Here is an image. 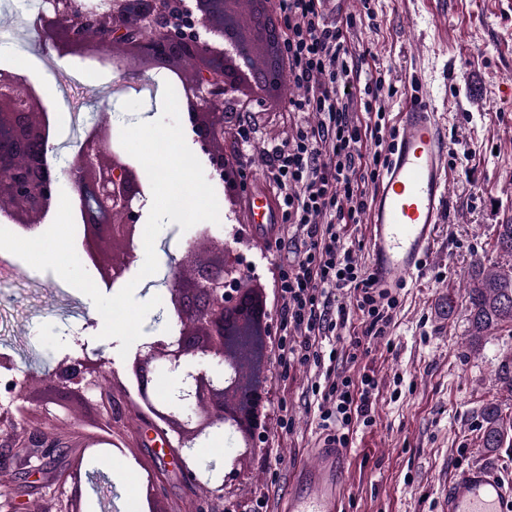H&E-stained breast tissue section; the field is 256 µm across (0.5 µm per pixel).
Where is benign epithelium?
<instances>
[{
  "mask_svg": "<svg viewBox=\"0 0 512 512\" xmlns=\"http://www.w3.org/2000/svg\"><path fill=\"white\" fill-rule=\"evenodd\" d=\"M230 0H106L84 9L77 0H44L33 29L39 45L61 57H78L108 65L135 79L149 71L177 76L184 91V120L206 157L209 175L224 181V125L231 122L230 100L239 92L248 67L249 50L240 36V22ZM75 193V209L85 227L83 252L106 286L118 283L137 260V224L147 187L136 165L112 141L108 109L99 110L75 155L63 160L50 139V116L41 94L29 79L0 69V212L19 229L34 233L56 201L61 181ZM238 259L224 241L204 229L187 244L185 256L171 267L166 280L168 309L176 337L162 336L138 347L128 364L140 399L161 421L152 428L177 436L175 462L200 499L219 506L230 494L228 482L239 477L240 459L254 448L245 426L267 401L265 388L243 377L257 364L249 324L260 313L247 289ZM181 380L165 402L151 393L157 362ZM99 351L61 360L48 382H41L44 412L62 405L80 421L88 406L104 427L122 421L112 397V373ZM5 391L31 400V379L7 381ZM232 431L238 454L225 460L218 474L189 468L192 450L218 427ZM92 439L70 454L71 446L54 432L32 426L28 407L0 405V478L30 479L63 459L60 491L54 506L29 512H84L89 503L82 487L86 451Z\"/></svg>",
  "mask_w": 512,
  "mask_h": 512,
  "instance_id": "7a95c632",
  "label": "benign epithelium"
}]
</instances>
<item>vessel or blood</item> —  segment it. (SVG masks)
<instances>
[{
	"instance_id": "obj_1",
	"label": "vessel or blood",
	"mask_w": 512,
	"mask_h": 512,
	"mask_svg": "<svg viewBox=\"0 0 512 512\" xmlns=\"http://www.w3.org/2000/svg\"><path fill=\"white\" fill-rule=\"evenodd\" d=\"M450 143L430 95L407 97L398 114L388 164L372 190L369 271L381 288H394L419 272L433 246L450 197L447 171ZM244 210L258 231L269 232L280 211L262 186L248 196ZM300 489L288 497V512H342L345 464L342 450H324L316 466L300 469ZM512 483L496 469L477 464L456 473L448 484L444 512H507Z\"/></svg>"
}]
</instances>
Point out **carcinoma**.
Listing matches in <instances>:
<instances>
[{
  "label": "carcinoma",
  "instance_id": "cac0c4a2",
  "mask_svg": "<svg viewBox=\"0 0 512 512\" xmlns=\"http://www.w3.org/2000/svg\"><path fill=\"white\" fill-rule=\"evenodd\" d=\"M494 248L503 262L487 267L475 257L464 274L463 294L448 290V316L464 309L467 330L466 342L477 350L484 337L505 325H512V223L496 225ZM507 427L497 410L489 407L484 412L483 447L493 450L503 445Z\"/></svg>",
  "mask_w": 512,
  "mask_h": 512
}]
</instances>
